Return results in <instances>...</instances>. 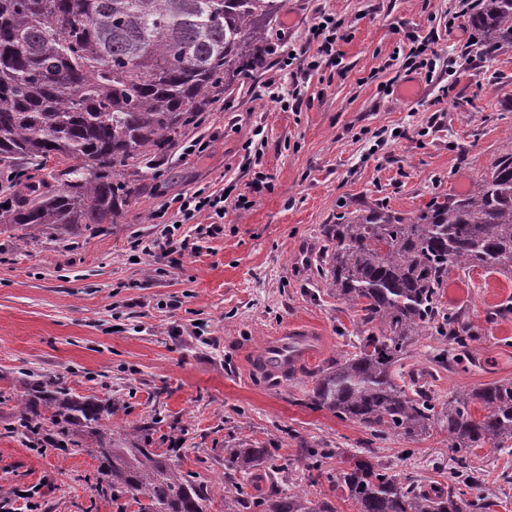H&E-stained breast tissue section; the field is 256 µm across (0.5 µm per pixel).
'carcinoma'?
<instances>
[{"instance_id": "1", "label": "carcinoma", "mask_w": 512, "mask_h": 512, "mask_svg": "<svg viewBox=\"0 0 512 512\" xmlns=\"http://www.w3.org/2000/svg\"><path fill=\"white\" fill-rule=\"evenodd\" d=\"M469 14L476 55L486 61L512 48V0H478ZM282 0H0V165L9 168L8 206L0 224L20 232L115 223L136 189L124 179L163 157L232 85L270 54L271 24ZM69 160L62 170L55 164ZM316 273L361 327L357 350L319 371L308 398L316 409L364 424L377 436L422 439L434 425L456 453L512 441V379L445 401L406 376L413 344L433 331L451 340L432 370L446 371L477 340L471 323L439 307L454 270L512 273V145L465 194L434 197L403 215L383 206L355 209L324 224ZM479 405L482 414L472 412ZM20 428L49 423L75 451L98 456L97 485L116 499L131 495L140 512H207L208 497L158 451L151 427L114 430L111 411L62 389L27 382L16 396ZM341 451L306 448V479L327 474ZM270 448H236L228 470L272 461ZM356 512H481L484 499L460 476L446 491L402 481L390 469L353 458L332 478ZM242 508L258 512H337L327 497L271 484Z\"/></svg>"}]
</instances>
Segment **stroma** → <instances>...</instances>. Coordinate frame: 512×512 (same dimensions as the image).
I'll return each instance as SVG.
<instances>
[{"instance_id":"1","label":"stroma","mask_w":512,"mask_h":512,"mask_svg":"<svg viewBox=\"0 0 512 512\" xmlns=\"http://www.w3.org/2000/svg\"><path fill=\"white\" fill-rule=\"evenodd\" d=\"M459 3L285 0L269 63L188 132L206 141L203 153L176 150L154 162L117 222L97 234L47 227L23 248L16 232L0 233V494L38 488L37 512H139L133 499L118 507L98 493L100 458L39 452L40 436L17 432L12 397L34 372L73 397L111 403L112 424H155L180 471L207 493L209 512H236L254 494L224 470L226 449L241 444L277 447L266 470L284 486L306 485L303 449L338 448L404 481L449 486L476 474L489 512H512V447L455 453L438 429L416 442L375 439L312 408L306 395L313 375L353 351L359 334L316 275L322 225L355 208L405 214L465 193L507 144L512 49L462 60L465 45L451 27ZM324 15L342 23L339 56L302 71V102L281 111L263 86L281 75L289 51L315 55L308 31ZM426 35L456 76L442 69L428 81L409 70L412 41ZM407 82L420 85L418 99L399 96ZM259 129L260 163L244 166L242 146ZM200 188L245 195L251 206L229 201L222 218L184 221L178 233L195 237L198 250L165 254V204ZM441 303L479 337L434 381L433 395L512 379V315H495L512 304V274L454 272ZM295 321L319 327L318 358L279 385L250 375L251 355Z\"/></svg>"}]
</instances>
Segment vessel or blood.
<instances>
[{
	"instance_id": "vessel-or-blood-1",
	"label": "vessel or blood",
	"mask_w": 512,
	"mask_h": 512,
	"mask_svg": "<svg viewBox=\"0 0 512 512\" xmlns=\"http://www.w3.org/2000/svg\"><path fill=\"white\" fill-rule=\"evenodd\" d=\"M319 349L318 329L305 322H295L268 340L258 363L264 374L282 381L303 362L313 358Z\"/></svg>"
}]
</instances>
